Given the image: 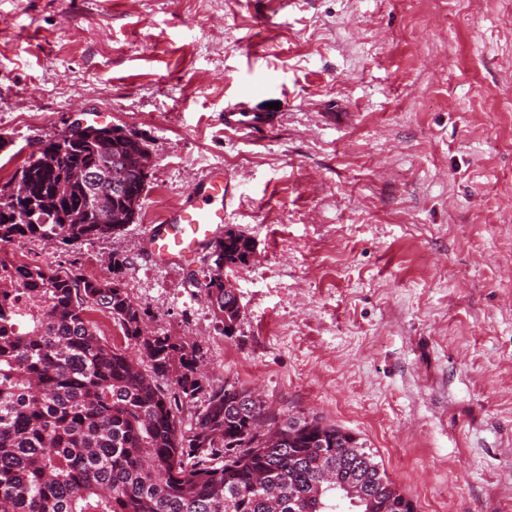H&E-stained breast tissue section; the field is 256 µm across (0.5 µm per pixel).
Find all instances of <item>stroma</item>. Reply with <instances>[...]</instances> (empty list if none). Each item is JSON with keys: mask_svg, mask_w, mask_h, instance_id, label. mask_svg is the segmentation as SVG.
<instances>
[{"mask_svg": "<svg viewBox=\"0 0 512 512\" xmlns=\"http://www.w3.org/2000/svg\"><path fill=\"white\" fill-rule=\"evenodd\" d=\"M268 122L224 125L238 101ZM145 138L117 235L14 262L123 283L213 384L372 448L417 512H512V0H0V187L75 120ZM255 254L232 336L146 227L210 169Z\"/></svg>", "mask_w": 512, "mask_h": 512, "instance_id": "obj_1", "label": "stroma"}]
</instances>
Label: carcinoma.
I'll return each instance as SVG.
<instances>
[{
	"instance_id": "carcinoma-1",
	"label": "carcinoma",
	"mask_w": 512,
	"mask_h": 512,
	"mask_svg": "<svg viewBox=\"0 0 512 512\" xmlns=\"http://www.w3.org/2000/svg\"><path fill=\"white\" fill-rule=\"evenodd\" d=\"M145 146L131 130L120 149L66 130L21 168L25 197L0 189V512H336L338 480L403 497L371 449L314 417L286 416L272 427L275 450L251 452L263 447L264 401L213 385L197 341L148 330L123 287L126 259L99 281L9 257L27 239L72 246L120 233L105 210L132 202L112 192V174L143 195ZM74 167L87 179L71 182ZM252 250L239 230L214 243L197 287L221 322L238 313L224 271ZM91 310L111 315L137 354L103 342ZM198 399L181 427L182 408Z\"/></svg>"
}]
</instances>
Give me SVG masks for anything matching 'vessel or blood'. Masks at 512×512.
<instances>
[{"instance_id":"vessel-or-blood-1","label":"vessel or blood","mask_w":512,"mask_h":512,"mask_svg":"<svg viewBox=\"0 0 512 512\" xmlns=\"http://www.w3.org/2000/svg\"><path fill=\"white\" fill-rule=\"evenodd\" d=\"M226 202L223 171L210 172L196 184L182 205L149 225L155 264L167 267L193 263L201 250L217 238L224 222Z\"/></svg>"}]
</instances>
